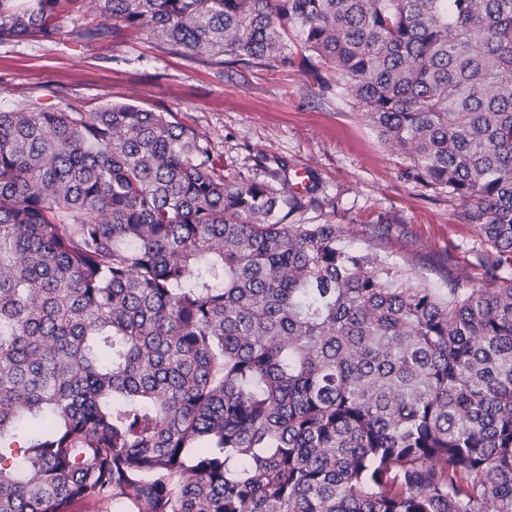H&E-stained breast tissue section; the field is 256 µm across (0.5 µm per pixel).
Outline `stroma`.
<instances>
[{
	"instance_id": "1",
	"label": "stroma",
	"mask_w": 512,
	"mask_h": 512,
	"mask_svg": "<svg viewBox=\"0 0 512 512\" xmlns=\"http://www.w3.org/2000/svg\"><path fill=\"white\" fill-rule=\"evenodd\" d=\"M90 24L112 26L96 0L65 16L53 40L0 42V109L122 101L170 112L212 141L230 176L262 181L287 163L289 183L309 190L304 220L348 225L355 245L377 241L431 281L450 267L478 277L494 259L457 202L408 180L405 161L320 76L297 65L220 74L150 32L91 39Z\"/></svg>"
}]
</instances>
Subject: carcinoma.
<instances>
[{
  "mask_svg": "<svg viewBox=\"0 0 512 512\" xmlns=\"http://www.w3.org/2000/svg\"><path fill=\"white\" fill-rule=\"evenodd\" d=\"M82 0H0V42ZM331 73L495 251L431 282L170 112L0 110V512H512V0H97Z\"/></svg>",
  "mask_w": 512,
  "mask_h": 512,
  "instance_id": "cac0c4a2",
  "label": "carcinoma"
}]
</instances>
